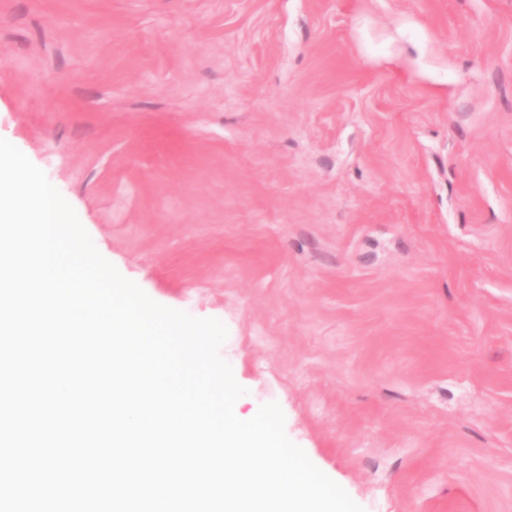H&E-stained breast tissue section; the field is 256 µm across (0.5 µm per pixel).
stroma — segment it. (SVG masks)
<instances>
[{"mask_svg": "<svg viewBox=\"0 0 512 512\" xmlns=\"http://www.w3.org/2000/svg\"><path fill=\"white\" fill-rule=\"evenodd\" d=\"M0 138L364 512H512V0H0Z\"/></svg>", "mask_w": 512, "mask_h": 512, "instance_id": "35a3bbf8", "label": "stroma"}]
</instances>
